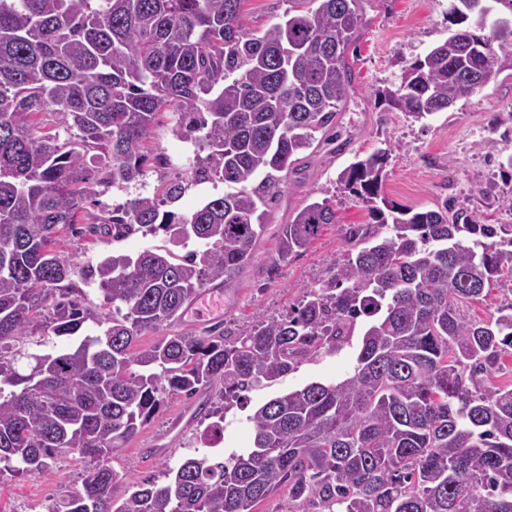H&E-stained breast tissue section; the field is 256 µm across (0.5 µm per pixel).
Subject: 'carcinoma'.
<instances>
[{
  "label": "carcinoma",
  "mask_w": 512,
  "mask_h": 512,
  "mask_svg": "<svg viewBox=\"0 0 512 512\" xmlns=\"http://www.w3.org/2000/svg\"><path fill=\"white\" fill-rule=\"evenodd\" d=\"M245 0H0V476L39 474L61 455L86 464L81 485L49 512H254L282 487L301 512H512V300L486 322L460 306L497 285L512 295V225L475 224L448 203L415 212L377 205L392 151L356 156L338 175L367 205L349 224L352 254L281 318L258 316L235 338L178 332L146 348L140 333L177 322L197 292L253 259L278 173L316 133L336 127L352 91L347 54L366 27L362 0H289L258 36ZM464 23L482 0H458ZM307 8L302 9L300 5ZM512 71V18L487 34L460 27L379 91L416 121L448 110ZM162 111L172 135L199 141L195 176L239 190L190 215L161 209L170 183L81 224L100 186L143 178ZM59 120L46 133L39 114ZM336 223L331 197L283 225L279 251L307 248ZM114 240L164 232L206 249L77 263L54 249L60 229ZM98 283L112 318L102 334L56 353L16 346L38 329L71 338L91 317L76 269ZM360 336L338 382H311L258 406L250 446L164 465L165 480L112 497L109 465L171 392L216 383L222 406L200 434L213 445L241 393L271 385Z\"/></svg>",
  "instance_id": "cac0c4a2"
}]
</instances>
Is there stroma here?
Segmentation results:
<instances>
[{
  "instance_id": "obj_1",
  "label": "stroma",
  "mask_w": 512,
  "mask_h": 512,
  "mask_svg": "<svg viewBox=\"0 0 512 512\" xmlns=\"http://www.w3.org/2000/svg\"><path fill=\"white\" fill-rule=\"evenodd\" d=\"M449 6L450 0H365L368 24L355 51L348 55L353 92L340 114L337 133L317 137L311 155L301 162V172L284 177L281 197L268 210L266 230L254 246L252 263L224 287L223 311L213 313L198 304L188 307L180 322L142 332L137 346L154 345L180 331L201 334L216 327L235 337L250 330L256 314L287 315L334 263L346 257L345 225L369 221L365 204L341 191L339 173L356 154H370L387 143L395 150L380 193L389 202L415 211L448 203L465 210L479 224H512V168L503 163L512 155V78L492 79L448 111L420 122L391 111L377 99L378 90L388 86L402 66L448 38L453 30ZM169 127V113H160L147 144L159 161L144 179L125 188L108 189L99 199L84 202L86 214L96 215L102 208L153 195L158 185L169 182L183 187L172 206L182 215L224 194V184L194 177V157L180 154V142ZM326 196L336 200V223L325 226L307 249L280 257L281 225L312 200ZM166 247L183 255L200 249L201 244L192 239L174 245L160 232L115 241L108 235L81 237L67 230L56 244L58 251L82 265L115 252L135 256ZM273 263L278 264L279 272L271 278L267 268ZM354 359L355 352L349 348L323 355L272 386L245 392L240 405L226 415L218 455L246 447L251 436L246 417L258 405L314 381L341 380ZM198 404L195 398L167 395L152 421L124 447L113 451L114 498H125L133 482L160 476L164 465L174 466L187 456L204 454L203 445L195 439L207 424L196 411ZM84 473L82 459L69 453L42 473L1 477L0 512H48L80 485Z\"/></svg>"
}]
</instances>
